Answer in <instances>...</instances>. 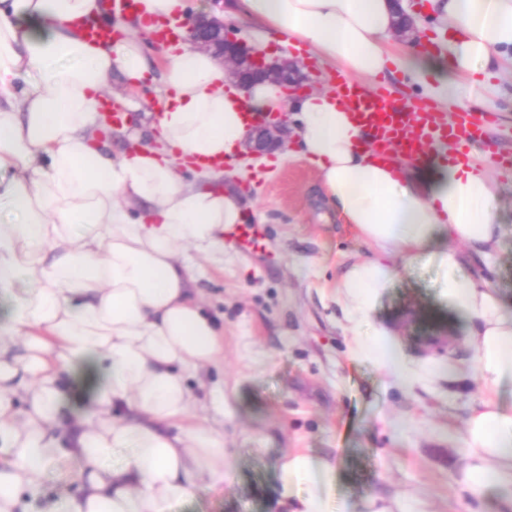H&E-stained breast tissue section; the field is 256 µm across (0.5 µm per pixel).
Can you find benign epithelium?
I'll use <instances>...</instances> for the list:
<instances>
[{"instance_id": "1", "label": "benign epithelium", "mask_w": 512, "mask_h": 512, "mask_svg": "<svg viewBox=\"0 0 512 512\" xmlns=\"http://www.w3.org/2000/svg\"><path fill=\"white\" fill-rule=\"evenodd\" d=\"M189 38L200 47L213 51L230 68L231 75L242 88L257 81L272 80L284 86L296 83L301 77L298 65L288 60H270L236 37L234 29L215 17L199 15L188 23ZM288 113H280L275 123L261 122L251 133L248 147L252 151L276 149L282 145L281 132Z\"/></svg>"}]
</instances>
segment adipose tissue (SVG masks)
<instances>
[{
	"label": "adipose tissue",
	"instance_id": "ef3b65f1",
	"mask_svg": "<svg viewBox=\"0 0 512 512\" xmlns=\"http://www.w3.org/2000/svg\"><path fill=\"white\" fill-rule=\"evenodd\" d=\"M448 36L436 54L409 42L392 57L393 0H237L253 20L250 43L305 46L362 79L388 65L447 105L472 100L483 78L512 74V0H431ZM188 0H137L133 12L103 0H0V512H167L171 502L223 477L224 437L199 418L188 379L224 358V329L194 294L188 253L224 266V239L246 215L240 196L217 188V160L246 175L252 117L295 112L293 137L314 165L327 202L371 254L352 264L337 293L352 327V360L410 387L430 364L410 365L391 331L371 322L397 262L433 252L449 270V304L471 321L473 370L488 395L465 422L467 489L512 483V315L483 281L497 248V179L478 158L456 164L447 146L419 159L382 160L367 131L325 87L288 100L282 86L224 82L222 63L181 42L164 51L158 134L132 155L98 143L101 101L119 72L142 80L145 21L182 32ZM120 31L106 44L84 29ZM191 173L183 180L181 171ZM57 457L83 460L75 487L46 496L38 476ZM330 462L304 452L282 466L280 512L334 508Z\"/></svg>",
	"mask_w": 512,
	"mask_h": 512
}]
</instances>
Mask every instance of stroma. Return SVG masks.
Instances as JSON below:
<instances>
[{
    "label": "stroma",
    "instance_id": "obj_1",
    "mask_svg": "<svg viewBox=\"0 0 512 512\" xmlns=\"http://www.w3.org/2000/svg\"><path fill=\"white\" fill-rule=\"evenodd\" d=\"M144 49L150 73L143 86L126 90L119 77L110 81L127 101L125 121L111 134L116 153L135 149L131 132L150 131L164 91L152 38ZM495 83V122L479 147L491 158L512 150V75ZM501 182L506 234L491 259L490 284L512 304V170ZM224 185L243 195L248 223L263 228L257 247L225 244L223 269L201 259L194 267L195 290L224 322V361L207 378L209 389L223 391L224 406L203 414L223 434L230 467L223 482L168 512H276L278 465L297 449L335 462L332 502L354 512H512L510 491L477 500L465 491L460 438L482 389L448 371L471 368L475 351L462 340L468 322L449 308L435 259L399 263L373 312L408 357L439 366L399 391L380 369L347 356L352 332L336 284L367 248L327 205L314 167L300 159L262 164L248 179L225 177ZM395 421L402 433L393 432Z\"/></svg>",
    "mask_w": 512,
    "mask_h": 512
}]
</instances>
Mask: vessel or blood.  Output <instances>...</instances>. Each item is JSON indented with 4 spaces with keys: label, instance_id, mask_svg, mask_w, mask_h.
I'll use <instances>...</instances> for the list:
<instances>
[{
    "label": "vessel or blood",
    "instance_id": "b4317fda",
    "mask_svg": "<svg viewBox=\"0 0 512 512\" xmlns=\"http://www.w3.org/2000/svg\"><path fill=\"white\" fill-rule=\"evenodd\" d=\"M337 80L343 105L368 129L370 146L382 158L396 152L413 155L431 143L451 141L461 148L458 160H465V147L482 143L491 121L483 112H462L450 125L440 121L430 105L406 103L378 87L361 90L344 74Z\"/></svg>",
    "mask_w": 512,
    "mask_h": 512
}]
</instances>
